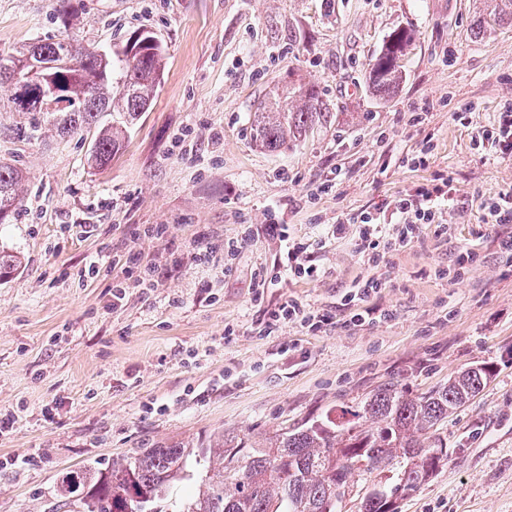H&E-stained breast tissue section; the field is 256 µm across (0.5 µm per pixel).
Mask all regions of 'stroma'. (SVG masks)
<instances>
[{
  "mask_svg": "<svg viewBox=\"0 0 512 512\" xmlns=\"http://www.w3.org/2000/svg\"><path fill=\"white\" fill-rule=\"evenodd\" d=\"M0 0V55L72 37L109 50L154 32L164 77L124 148L102 168L90 135H15L0 87V163L23 173L19 211L0 251L21 267L0 280V512H75L59 476L140 448L203 441L216 431L263 446L276 429L355 409L394 381L413 395L482 362L495 374L440 428L447 465L397 512H512V263L483 203L512 187V156L475 137L512 104V25L478 38L475 0ZM412 30L404 77L382 100L370 60L396 28ZM316 83L321 116L296 145L256 148L250 114L276 83ZM423 164H413L415 156ZM448 181L445 237L433 228L369 267L359 228L340 218L394 207ZM306 242L319 278L281 272L267 224ZM168 233L153 235L155 225ZM244 238L235 255L197 264L198 248ZM477 261L458 269L460 250ZM98 276L87 277L89 263ZM157 270L141 283L137 273ZM275 275L256 288L258 268ZM383 286L355 325V280ZM125 284L122 300L112 284ZM325 317L317 329H262L286 300Z\"/></svg>",
  "mask_w": 512,
  "mask_h": 512,
  "instance_id": "stroma-1",
  "label": "stroma"
}]
</instances>
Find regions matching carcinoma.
Here are the masks:
<instances>
[{
	"instance_id": "obj_1",
	"label": "carcinoma",
	"mask_w": 512,
	"mask_h": 512,
	"mask_svg": "<svg viewBox=\"0 0 512 512\" xmlns=\"http://www.w3.org/2000/svg\"><path fill=\"white\" fill-rule=\"evenodd\" d=\"M474 35L512 24V0H481ZM411 38L401 30L370 63L369 87L390 97L403 80L401 61ZM164 48L151 31L130 35L104 54L74 39L37 42L15 56L0 58V80L21 64L32 69L53 63L51 81L62 96L40 104L13 100L14 110L40 112L60 135L92 134L90 160L104 167L122 150L127 133L147 111L165 69ZM112 121H103L105 116ZM321 116L316 86L301 82L277 86L251 113L252 141L268 153L298 142ZM20 175L0 164V223L21 207ZM15 255L0 252V280L20 267ZM492 367L481 364L458 372L448 383L411 396L395 382L379 386L338 421L330 415L309 419L269 438L262 448H248L220 432L196 448H141L104 471L82 466L59 478L58 493L82 512H160L157 503L189 479L187 459L206 463L195 493L178 512H338L354 473L403 465L392 486L367 493L361 512H396L399 495L416 490L448 461L438 425L480 392Z\"/></svg>"
}]
</instances>
